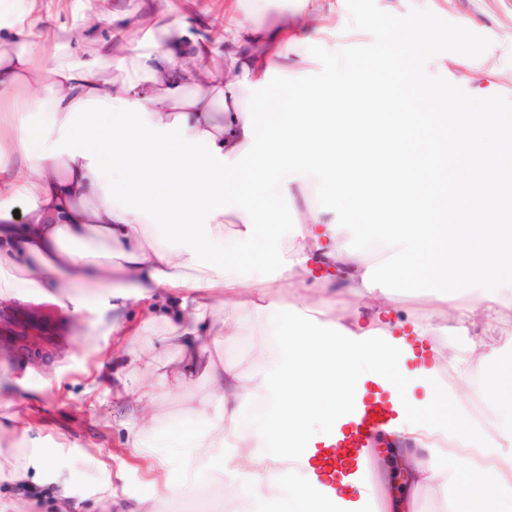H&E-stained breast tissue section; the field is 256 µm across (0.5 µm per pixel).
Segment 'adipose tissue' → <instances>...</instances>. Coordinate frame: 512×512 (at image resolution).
I'll return each mask as SVG.
<instances>
[{
  "instance_id": "obj_1",
  "label": "adipose tissue",
  "mask_w": 512,
  "mask_h": 512,
  "mask_svg": "<svg viewBox=\"0 0 512 512\" xmlns=\"http://www.w3.org/2000/svg\"><path fill=\"white\" fill-rule=\"evenodd\" d=\"M25 3L0 24V300L77 312L102 282L114 285L115 310L174 296L165 321L181 359L164 380L176 391L204 378L222 409L181 440L184 462L231 449L236 512H355L348 489L292 463L338 427L368 377L414 382L423 394L406 392V405L456 416L452 432L418 437L407 489L458 483L419 456L457 448L468 474L461 498L476 512H502L512 457L497 441L512 437V394L503 392L512 354L489 359L476 341L414 367L390 324L323 328L318 317L334 296L290 308L270 293L296 269L320 265L340 271L345 295L385 301V281L419 265L460 328L512 309V121L493 96L462 108L428 85L408 92L367 73L350 86L307 87L317 61L303 45L333 55L345 36L326 0H298L273 18L263 0H223L219 16L195 0H140L131 23L120 0H76L90 45L83 57L66 28L34 34L26 17L40 0ZM105 15L116 22L108 35L98 27ZM438 36L421 20L393 29L389 42L409 59ZM393 54L375 69H392ZM108 70L117 79L105 80ZM276 74L292 96L270 92ZM322 169L351 222L326 218L310 200L302 173ZM284 202L294 208L288 225ZM286 235L290 250L278 249ZM374 236L381 250L371 259L360 244ZM262 238L276 245L271 259L241 280L234 258ZM452 283L468 285L469 296L449 294ZM219 304L228 336L246 311L262 326L284 319L279 362L246 380L214 358L199 325ZM448 369L457 386L443 385ZM263 396L272 414L256 432L241 430L245 403Z\"/></svg>"
}]
</instances>
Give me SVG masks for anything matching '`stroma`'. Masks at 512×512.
I'll return each mask as SVG.
<instances>
[{"label": "stroma", "instance_id": "stroma-1", "mask_svg": "<svg viewBox=\"0 0 512 512\" xmlns=\"http://www.w3.org/2000/svg\"><path fill=\"white\" fill-rule=\"evenodd\" d=\"M340 19L350 35L339 58L324 56L320 45L305 48L319 58V68L309 77L313 86L348 83L357 72L371 71L374 61L388 52L387 34L407 21L426 20L445 39L430 54L420 55L409 69L416 77L443 92L448 101L476 107L479 89L492 88L496 109L512 117V0H340ZM467 15L471 27L460 29L458 19ZM335 283L336 270L326 268L296 272L278 284L273 294L288 303L311 302L316 292L311 278ZM392 302L384 318L427 321L435 334L432 341L441 351L462 353L471 340H480L483 350L498 357L512 347V311L481 317L468 331L455 330L447 314L436 312L420 270H413L407 282L390 283ZM109 298L105 288L97 289L82 314L59 309L50 302H19L0 309V320L20 316H48L49 340L42 353L0 356V512H54L59 484H66L73 512H102L103 486H110L116 499L132 501L150 493L145 471L158 459H165L164 474L171 483L187 475L182 449L173 440L203 429L209 418L221 412L212 405L199 414L201 401L210 400L212 390L204 378L188 382L179 392L161 384L164 365L176 360L163 322H145L142 308L131 304L124 319L141 323L135 341L112 332L111 318L100 311ZM222 308H214L208 320L210 332L203 341L212 354L230 364L245 377L252 376L261 359L276 360L279 351L269 330L260 328L252 314H243L237 333L227 338L220 332ZM121 382H113V372ZM151 394H144L146 383ZM143 399L153 415L155 435L142 439L141 448L131 443L130 407ZM166 447H157V440ZM45 449L50 464L24 482L13 479L25 465L32 447ZM227 452L215 450L209 470L218 473L207 498L197 500L196 512H221L228 502L239 473L226 466Z\"/></svg>", "mask_w": 512, "mask_h": 512}]
</instances>
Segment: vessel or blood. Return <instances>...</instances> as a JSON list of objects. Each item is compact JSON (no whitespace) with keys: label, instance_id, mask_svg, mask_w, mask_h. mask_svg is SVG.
<instances>
[{"label":"vessel or blood","instance_id":"obj_1","mask_svg":"<svg viewBox=\"0 0 512 512\" xmlns=\"http://www.w3.org/2000/svg\"><path fill=\"white\" fill-rule=\"evenodd\" d=\"M406 423L407 412L396 395L384 390L364 396L349 421L319 441L308 466L332 478L358 472L374 439Z\"/></svg>","mask_w":512,"mask_h":512}]
</instances>
